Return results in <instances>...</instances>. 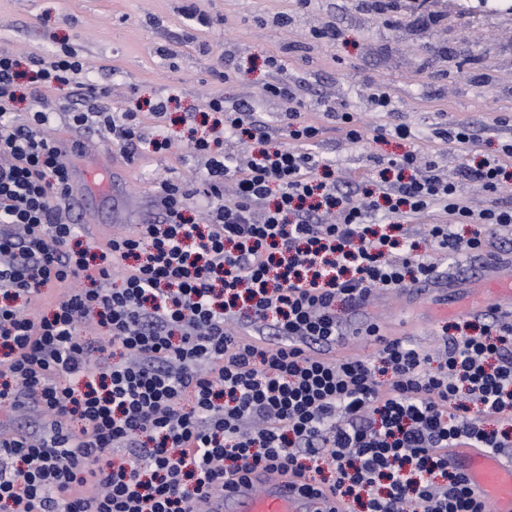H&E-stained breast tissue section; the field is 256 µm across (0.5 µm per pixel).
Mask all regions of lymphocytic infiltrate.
Wrapping results in <instances>:
<instances>
[{"label":"lymphocytic infiltrate","instance_id":"f902f5d3","mask_svg":"<svg viewBox=\"0 0 512 512\" xmlns=\"http://www.w3.org/2000/svg\"><path fill=\"white\" fill-rule=\"evenodd\" d=\"M67 50L21 66L0 50V404L43 419V432L0 431V505L9 512H196L251 470L318 481L363 512H490L449 449L512 448V320L489 309L478 333L455 324L438 358L375 323L372 360L340 358L348 316L381 291L437 279L420 245L454 259L512 235V180L502 159L456 175L418 168L409 150L358 187L341 190L312 152L322 133L293 92L276 141L254 112L210 99L213 127L245 137L246 160L221 137L190 136L206 159L196 187L162 181L160 213L132 234L83 244L53 115L11 110L17 81L34 96L84 82ZM128 162L147 139L137 110H72ZM475 181L495 202L474 211L460 191ZM207 219L186 212L196 196ZM440 216L416 240L409 219ZM47 312L28 308L44 289ZM96 323L105 338L80 334Z\"/></svg>","mask_w":512,"mask_h":512}]
</instances>
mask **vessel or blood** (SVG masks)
Returning a JSON list of instances; mask_svg holds the SVG:
<instances>
[{
	"label": "vessel or blood",
	"instance_id": "b4317fda",
	"mask_svg": "<svg viewBox=\"0 0 512 512\" xmlns=\"http://www.w3.org/2000/svg\"><path fill=\"white\" fill-rule=\"evenodd\" d=\"M450 464L463 471L474 488L489 499L494 512H512V460L478 448H456ZM197 512H347L344 503L317 492L301 491L287 475L259 471L229 483L223 494L207 498Z\"/></svg>",
	"mask_w": 512,
	"mask_h": 512
}]
</instances>
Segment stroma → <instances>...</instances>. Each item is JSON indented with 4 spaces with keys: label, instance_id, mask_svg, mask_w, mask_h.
Wrapping results in <instances>:
<instances>
[{
    "label": "stroma",
    "instance_id": "stroma-1",
    "mask_svg": "<svg viewBox=\"0 0 512 512\" xmlns=\"http://www.w3.org/2000/svg\"><path fill=\"white\" fill-rule=\"evenodd\" d=\"M335 31L332 39L323 38ZM20 61L52 58L71 49L87 64L90 83L107 87L111 109L139 107L147 139L167 138L162 152L127 163L110 138L70 124L75 98L63 86L32 99L21 87L17 113L46 103L55 112L48 138L75 143L73 164L98 160L113 172L112 191L88 194L82 240L100 244L152 221L155 196L166 179L194 183L205 159L188 145V114L212 97L260 113L278 142H286V104L264 96L265 85L292 87L303 117L322 134L313 151L337 180L367 179L375 161L413 149L448 173L460 164L497 155L512 140V13L457 0H394L380 13L369 0H0V49ZM383 86L392 109L381 112L369 94ZM166 101L167 116L150 108ZM347 111L361 125H408L411 142L367 136L350 143L326 109ZM474 127L468 148L443 142L439 130ZM512 276V243L479 256L442 261L438 283L420 291L380 293L352 314L354 326L378 323L384 336L436 353L446 325L481 322L489 307L512 314V297L489 298L484 285Z\"/></svg>",
    "mask_w": 512,
    "mask_h": 512
}]
</instances>
